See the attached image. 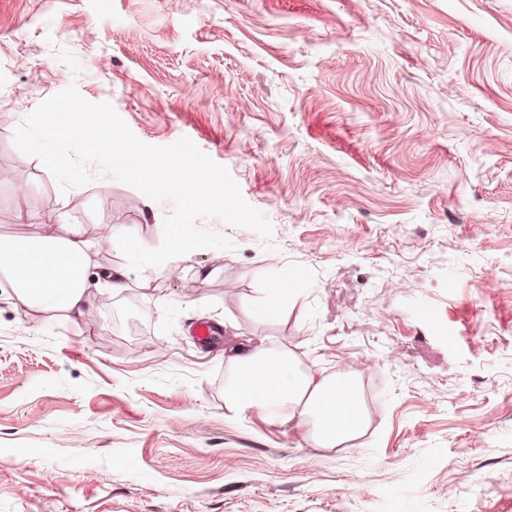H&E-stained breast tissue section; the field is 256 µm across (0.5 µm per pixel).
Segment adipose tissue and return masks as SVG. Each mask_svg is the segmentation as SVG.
I'll use <instances>...</instances> for the list:
<instances>
[{"label":"adipose tissue","instance_id":"ef3b65f1","mask_svg":"<svg viewBox=\"0 0 512 512\" xmlns=\"http://www.w3.org/2000/svg\"><path fill=\"white\" fill-rule=\"evenodd\" d=\"M92 252V242L78 225L47 224L36 236L0 238V275L17 305L36 313H61L78 327L91 303L90 278L103 281L115 295L128 288L124 271L97 270ZM231 361L237 380L225 394L229 412L256 407L274 418L298 414L312 421L311 438L321 448L342 446L364 433L367 417L358 373L333 378L306 373L287 352L263 345L241 347ZM245 375L253 379L247 389L239 382Z\"/></svg>","mask_w":512,"mask_h":512}]
</instances>
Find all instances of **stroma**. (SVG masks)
I'll return each mask as SVG.
<instances>
[{
    "mask_svg": "<svg viewBox=\"0 0 512 512\" xmlns=\"http://www.w3.org/2000/svg\"><path fill=\"white\" fill-rule=\"evenodd\" d=\"M72 84L189 138L274 231L198 219L233 249L129 272L79 329L0 279V512H512V0H0V169L27 171L0 237L54 213L153 249L170 204L95 164L61 189L14 143ZM258 344L354 366L364 435L228 418Z\"/></svg>",
    "mask_w": 512,
    "mask_h": 512,
    "instance_id": "35a3bbf8",
    "label": "stroma"
}]
</instances>
